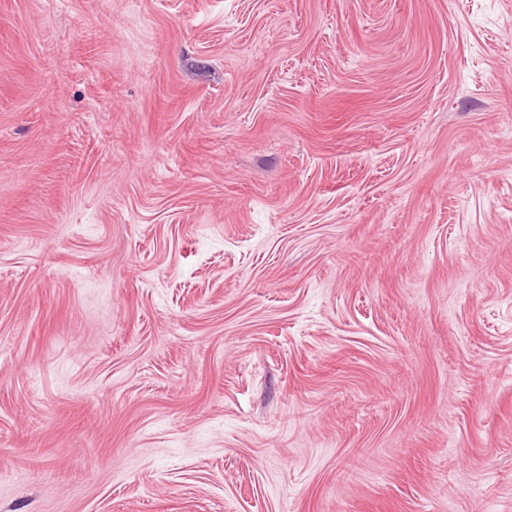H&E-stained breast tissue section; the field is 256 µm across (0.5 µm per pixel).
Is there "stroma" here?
I'll return each mask as SVG.
<instances>
[{"mask_svg":"<svg viewBox=\"0 0 512 512\" xmlns=\"http://www.w3.org/2000/svg\"><path fill=\"white\" fill-rule=\"evenodd\" d=\"M0 512H512V0H0Z\"/></svg>","mask_w":512,"mask_h":512,"instance_id":"stroma-1","label":"stroma"}]
</instances>
